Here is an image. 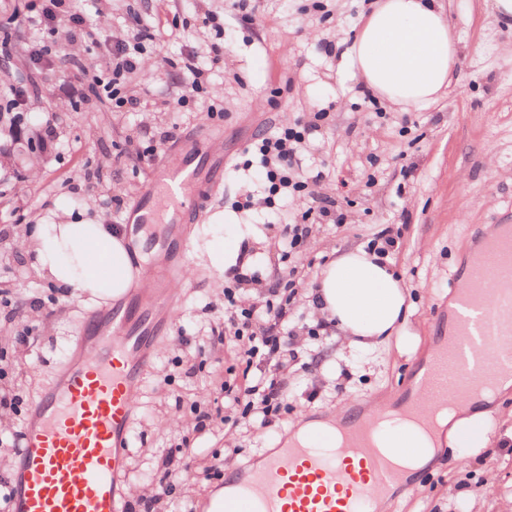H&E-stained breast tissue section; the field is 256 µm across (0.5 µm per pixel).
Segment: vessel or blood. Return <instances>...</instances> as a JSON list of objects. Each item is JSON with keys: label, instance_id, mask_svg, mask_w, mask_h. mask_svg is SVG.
Instances as JSON below:
<instances>
[{"label": "vessel or blood", "instance_id": "b4317fda", "mask_svg": "<svg viewBox=\"0 0 512 512\" xmlns=\"http://www.w3.org/2000/svg\"><path fill=\"white\" fill-rule=\"evenodd\" d=\"M206 145L187 144L149 176L137 223L154 224L157 191L169 223L203 214L224 172L216 158L209 174L198 161ZM498 267L475 259V281L456 291L454 332L420 380L436 401L479 396L499 377L512 376V230L490 248ZM130 303L98 309L81 322L77 359L34 403L21 432L11 512H123L127 448L134 394L150 365V345L163 323L154 309ZM343 447L319 441L266 453L260 467L225 495L221 512H374L402 485L400 440L378 447L363 422L343 429Z\"/></svg>", "mask_w": 512, "mask_h": 512}]
</instances>
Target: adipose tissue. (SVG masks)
Here are the masks:
<instances>
[{"mask_svg": "<svg viewBox=\"0 0 512 512\" xmlns=\"http://www.w3.org/2000/svg\"><path fill=\"white\" fill-rule=\"evenodd\" d=\"M459 53L440 0H374L344 59L363 85L390 103L431 104L451 81ZM132 229L88 219L79 224H35L26 239L38 273L62 289L112 300L136 277ZM315 294L328 322L355 350L375 348L410 311L407 292L376 255L357 249L331 261Z\"/></svg>", "mask_w": 512, "mask_h": 512, "instance_id": "1", "label": "adipose tissue"}]
</instances>
